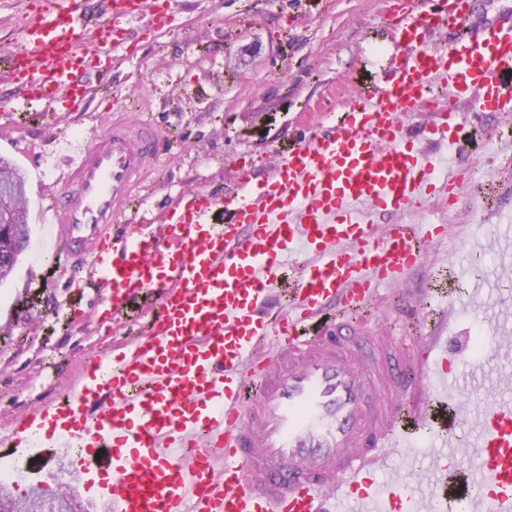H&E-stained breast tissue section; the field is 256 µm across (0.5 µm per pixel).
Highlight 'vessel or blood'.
<instances>
[{"instance_id": "vessel-or-blood-1", "label": "vessel or blood", "mask_w": 512, "mask_h": 512, "mask_svg": "<svg viewBox=\"0 0 512 512\" xmlns=\"http://www.w3.org/2000/svg\"><path fill=\"white\" fill-rule=\"evenodd\" d=\"M172 17L173 0H45L11 53L22 62L15 98L81 109L84 41L109 58L130 38L128 21L160 32ZM440 29L453 40L430 45ZM392 31L401 55L388 80L323 113L319 134L289 145L265 180L242 179L228 199L184 195L165 238L122 210L160 162L152 123L112 120L79 143L43 200L53 242L31 268L46 276L69 261L110 292L114 319L138 302L154 318L1 433V466L30 480L48 451L68 456L112 512H512V383L481 389L468 347L449 349L440 334L412 356L351 323L448 234L444 224L382 230L371 216L449 206L466 179L414 149L405 117L435 110L423 139L456 152L455 102L512 112V6L482 22L466 0H411ZM299 251L310 259L286 279L284 258ZM462 436L474 479L451 492ZM431 440L440 446L417 480L376 482L390 452Z\"/></svg>"}]
</instances>
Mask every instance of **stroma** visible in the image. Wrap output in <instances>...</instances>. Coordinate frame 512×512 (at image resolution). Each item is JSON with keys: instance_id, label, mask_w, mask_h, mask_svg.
I'll return each mask as SVG.
<instances>
[{"instance_id": "stroma-1", "label": "stroma", "mask_w": 512, "mask_h": 512, "mask_svg": "<svg viewBox=\"0 0 512 512\" xmlns=\"http://www.w3.org/2000/svg\"><path fill=\"white\" fill-rule=\"evenodd\" d=\"M40 7L39 0H0V55L20 47L21 18ZM389 25L385 0H178L167 31L128 42L104 94L88 95L80 111L61 100L20 107L12 85L0 81V157L28 177L30 227L13 276L0 283V429L66 391L85 355L112 352L119 341L110 319L95 314L100 296L84 298L91 319L68 323L70 269L35 292L27 280L33 254L47 242L40 197L55 190L72 140L101 127L107 113L148 114L163 131L167 152L152 174L153 212L189 192L231 195L242 174L263 179L282 146L309 138L322 113L348 101L363 82L383 78L398 50L391 46L374 57L369 48ZM457 109L466 118L464 150L450 155V164L479 167L457 202L439 213L424 208L373 218L382 227L427 221L448 227L426 264L377 303L378 329L405 337L413 352L427 331L398 310L416 288L427 289L435 309L461 302L464 311L449 320V335L466 336L479 321L512 333V293L498 288L497 249L483 250L479 278L472 277L469 258L447 261L483 224L496 225L500 241L512 244V113L480 111L472 99Z\"/></svg>"}]
</instances>
